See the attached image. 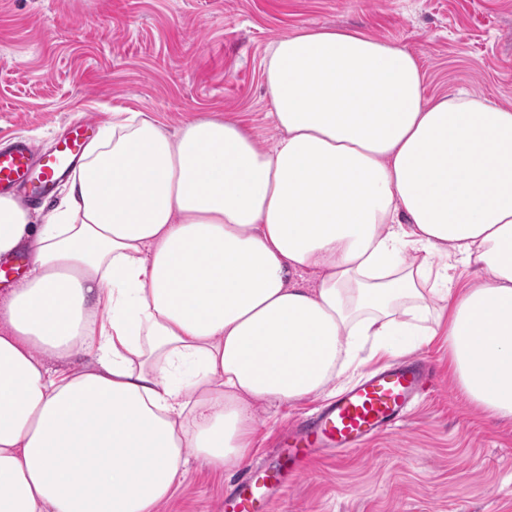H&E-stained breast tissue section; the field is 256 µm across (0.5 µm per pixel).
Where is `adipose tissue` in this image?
<instances>
[{
	"mask_svg": "<svg viewBox=\"0 0 512 512\" xmlns=\"http://www.w3.org/2000/svg\"><path fill=\"white\" fill-rule=\"evenodd\" d=\"M263 77L272 148L131 112L45 223L0 195V256L32 261L0 293V512H154L190 460L241 466L253 402L435 336L512 419V109L428 95L415 56L358 31L283 36Z\"/></svg>",
	"mask_w": 512,
	"mask_h": 512,
	"instance_id": "ef3b65f1",
	"label": "adipose tissue"
}]
</instances>
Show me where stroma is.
Here are the masks:
<instances>
[{
    "instance_id": "stroma-1",
    "label": "stroma",
    "mask_w": 512,
    "mask_h": 512,
    "mask_svg": "<svg viewBox=\"0 0 512 512\" xmlns=\"http://www.w3.org/2000/svg\"><path fill=\"white\" fill-rule=\"evenodd\" d=\"M331 27L415 55L428 93L466 89L512 108V0H0V143L22 135L48 151L77 121L132 111L170 131L236 117L272 147L267 49ZM417 354L433 383L403 426L316 461L273 512H512V421L463 398L444 337ZM323 401L255 403L249 463H266ZM234 480L191 461L159 512H223Z\"/></svg>"
}]
</instances>
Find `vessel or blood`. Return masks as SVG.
<instances>
[{
	"label": "vessel or blood",
	"instance_id": "obj_1",
	"mask_svg": "<svg viewBox=\"0 0 512 512\" xmlns=\"http://www.w3.org/2000/svg\"><path fill=\"white\" fill-rule=\"evenodd\" d=\"M84 143L85 129L79 123L49 153L22 138L1 148L0 194L19 192L33 203L48 196L74 169ZM429 377L422 361L408 360L374 372L336 395L315 415L289 426L279 439L273 463L245 470L225 493L224 512H272L275 500L317 456L356 451L366 440L403 423Z\"/></svg>",
	"mask_w": 512,
	"mask_h": 512
}]
</instances>
